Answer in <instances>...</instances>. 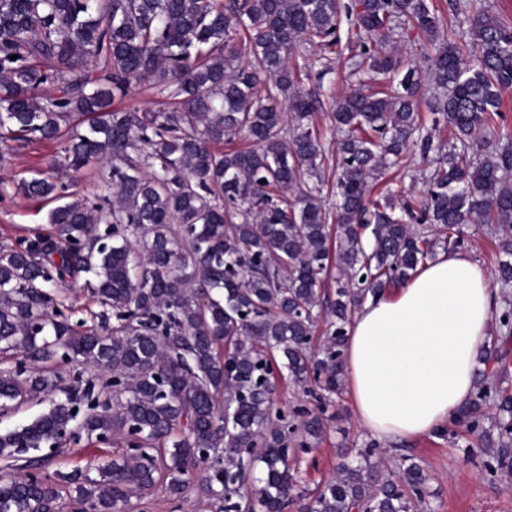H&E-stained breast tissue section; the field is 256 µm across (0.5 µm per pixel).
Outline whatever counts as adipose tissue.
<instances>
[{
    "label": "adipose tissue",
    "instance_id": "adipose-tissue-1",
    "mask_svg": "<svg viewBox=\"0 0 512 512\" xmlns=\"http://www.w3.org/2000/svg\"><path fill=\"white\" fill-rule=\"evenodd\" d=\"M495 310L487 273L463 252L442 254L402 287L367 299L343 355L359 427L380 442L450 427L472 394Z\"/></svg>",
    "mask_w": 512,
    "mask_h": 512
}]
</instances>
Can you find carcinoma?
Returning <instances> with one entry per match:
<instances>
[{"instance_id": "1", "label": "carcinoma", "mask_w": 512, "mask_h": 512, "mask_svg": "<svg viewBox=\"0 0 512 512\" xmlns=\"http://www.w3.org/2000/svg\"><path fill=\"white\" fill-rule=\"evenodd\" d=\"M466 17L478 50L442 39L427 0H0L1 147L59 140L53 174L15 193L55 201L51 232L0 246V415L45 410L0 431V512H128L162 491L203 493L216 512H285L296 500L295 458L324 433L343 388L354 310L403 285L437 250L461 247V226H496L495 280L506 296L481 360L512 342V141L495 132L512 88V27L479 4ZM363 84L331 104L336 225L321 196L320 101L300 87L290 55L332 48L341 14ZM415 29L430 50L433 125L421 135L420 85L388 48ZM17 59L12 60L10 56ZM160 100L113 107L132 83ZM244 135L251 146L226 148ZM413 147L437 152L420 212L375 194L379 174ZM110 164V212L70 192L72 178ZM333 330L314 342L323 276ZM99 307L72 322L79 280ZM38 366L22 368L18 357ZM75 371L62 376L59 366ZM284 379L319 412L275 409ZM496 409L492 417L485 410ZM455 424L477 435L491 476L512 473V381L476 372ZM117 444L104 464L43 475L68 444ZM370 442L302 506L304 512H421L427 477L408 456L383 472ZM24 459L27 473L13 472Z\"/></svg>"}]
</instances>
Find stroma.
<instances>
[{
    "label": "stroma",
    "mask_w": 512,
    "mask_h": 512,
    "mask_svg": "<svg viewBox=\"0 0 512 512\" xmlns=\"http://www.w3.org/2000/svg\"><path fill=\"white\" fill-rule=\"evenodd\" d=\"M316 54V48L305 45L292 57L294 65L307 70L302 81L305 89L326 103L354 88L355 80L348 68L349 49H342L327 69L311 66ZM56 150V144L49 142H16L10 161L0 166V181L12 187L39 176ZM432 165V159L419 152L404 154L398 166L384 172L377 188H397L405 198L421 202L426 190L423 175ZM49 208V203L19 194L0 198V244L46 228ZM462 238L463 251L486 272H494L499 258L496 236L486 227L471 224L465 227ZM335 410L336 416L327 421L322 440L300 458L301 489L314 488L323 479L335 476L343 453L364 448L370 440L354 420L349 393L337 397ZM380 449L383 464H390L401 454L413 456L420 463L429 477L426 499L431 512H512V476L488 475L482 465L480 443L466 430H459L454 441L434 435L408 443H384Z\"/></svg>",
    "instance_id": "obj_1"
}]
</instances>
